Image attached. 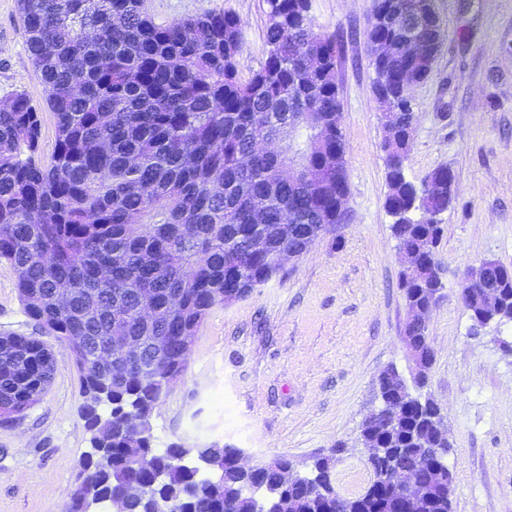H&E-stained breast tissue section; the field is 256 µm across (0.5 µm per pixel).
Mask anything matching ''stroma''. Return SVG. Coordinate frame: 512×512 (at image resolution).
Returning a JSON list of instances; mask_svg holds the SVG:
<instances>
[{"mask_svg": "<svg viewBox=\"0 0 512 512\" xmlns=\"http://www.w3.org/2000/svg\"><path fill=\"white\" fill-rule=\"evenodd\" d=\"M444 33L428 78L411 92L416 120L406 162L422 181L445 167L453 201L441 216L443 299L428 318L434 352L430 394L442 408L453 477L452 512H512V322L473 332L459 292L466 272L494 260L512 269V0H434ZM154 21L208 11L235 14L248 79L266 58L264 0H147ZM373 0H311L337 46L348 197L344 224L245 299L214 309L183 376L155 410L157 447L227 444L255 461L285 455L296 465L334 459L344 495L371 475L358 443L378 406L389 367L409 374L403 258L391 233L382 109L373 92L365 36ZM26 93L41 108L39 151L55 153L47 90L24 43L18 0H0V101ZM37 336L16 275L0 265V334ZM54 374L19 420L0 423V512H64L89 434L80 416V375L70 351L51 342Z\"/></svg>", "mask_w": 512, "mask_h": 512, "instance_id": "stroma-1", "label": "stroma"}]
</instances>
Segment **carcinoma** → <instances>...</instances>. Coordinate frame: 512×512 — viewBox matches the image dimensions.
<instances>
[{"label": "carcinoma", "instance_id": "cac0c4a2", "mask_svg": "<svg viewBox=\"0 0 512 512\" xmlns=\"http://www.w3.org/2000/svg\"><path fill=\"white\" fill-rule=\"evenodd\" d=\"M267 57L247 81L235 58L241 21L204 12L161 25L146 0H18L27 51L47 89L56 126L53 160L38 156V109L23 93L0 102V264L17 275L25 313L40 332L67 344L80 372V413L92 451L81 462L66 512H112V499L142 485L126 512H331L336 490L306 493L332 470L318 457L288 482L294 463L283 456L257 472L238 469L241 449L171 444L156 448L150 420L165 394L136 368L120 376L98 349L116 356L112 314L129 336H151L142 360L157 376L183 373L185 362L161 336L196 333L212 309L280 273L274 254L305 256L345 220L348 177L336 82V40L315 28L311 0H266ZM392 23L369 25L367 42L386 52L373 88L385 118L386 208L403 254L423 249L417 275L401 273L406 306L424 308L444 287L437 257L446 209L448 168L417 186L408 178L410 141L393 125L392 105L411 102L429 75L443 39L433 0H381ZM410 35L420 50L409 52ZM277 140L280 151L266 143ZM325 164L321 178L301 168ZM496 275L501 305L494 321L512 322V274ZM182 308L167 318L171 295ZM148 294L161 318L134 314ZM52 350L33 336L0 335V412L16 419L51 384ZM389 401L403 414L387 430L361 427L360 440L388 449L387 460L408 463L417 480L436 484L424 512H451L448 437L443 415L424 393L428 374L407 383L396 368ZM139 427L130 429V418ZM394 494L379 485L349 498L346 512H395Z\"/></svg>", "mask_w": 512, "mask_h": 512}]
</instances>
